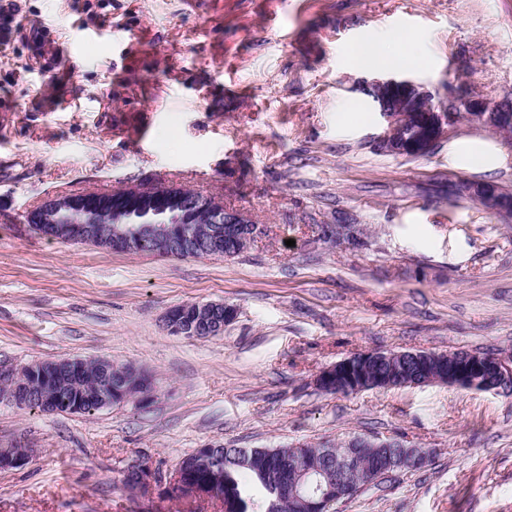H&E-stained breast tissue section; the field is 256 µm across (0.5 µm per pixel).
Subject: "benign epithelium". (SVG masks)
<instances>
[{
    "label": "benign epithelium",
    "mask_w": 512,
    "mask_h": 512,
    "mask_svg": "<svg viewBox=\"0 0 512 512\" xmlns=\"http://www.w3.org/2000/svg\"><path fill=\"white\" fill-rule=\"evenodd\" d=\"M368 91L379 103L384 121L379 147L391 155L414 157L429 153L448 137L456 124L452 107L433 102L430 91L405 78H377L365 83ZM456 104L466 113L469 122L493 130L499 136L512 139V118L506 115L501 102L487 98L459 96ZM422 112L421 128L413 134L403 130L405 113ZM461 191L471 200L496 212L505 220L512 219V198L493 183L465 182ZM142 189L129 188L113 194L88 192L52 196L26 213L30 226L55 224L68 242H84L96 238L116 252H131L139 233L155 236V255L170 257L182 251L193 240L191 225L219 224L224 227V239L238 242L252 237L247 224L248 216L224 206L213 195L190 192L173 187L171 193H158L150 205L140 198ZM233 315V309L222 302L179 304L165 315L167 330L178 336L195 338L207 334L217 336L224 332V323ZM382 351H364L346 357L325 368L317 378L320 389L338 393H358L364 390H384L396 384L421 386L430 383L448 384L464 389L486 392L512 390V358L495 354L461 352L456 356L428 351H411L405 360L411 367L405 371L381 373L374 380L366 378L363 368L381 361ZM19 369H12L8 377L0 379V399L7 398L19 407L30 400L27 386L20 381ZM346 448L356 455L365 448H379L368 459V473L387 476L405 469L422 467L428 453L421 448H408L397 441L357 436L348 441ZM30 451L16 453L0 448V469H12L24 464ZM127 473L139 480L138 490L152 489L156 477L142 463L134 461ZM302 475L313 476L315 489L300 496L296 488L286 485L277 489L279 494L302 497L306 512H329L330 507L343 498L356 493L358 486L347 477L344 461L336 466L313 473L307 469Z\"/></svg>",
    "instance_id": "obj_1"
}]
</instances>
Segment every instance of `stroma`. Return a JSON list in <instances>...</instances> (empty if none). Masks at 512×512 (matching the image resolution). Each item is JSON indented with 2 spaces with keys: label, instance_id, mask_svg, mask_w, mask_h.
I'll return each mask as SVG.
<instances>
[{
  "label": "stroma",
  "instance_id": "1",
  "mask_svg": "<svg viewBox=\"0 0 512 512\" xmlns=\"http://www.w3.org/2000/svg\"><path fill=\"white\" fill-rule=\"evenodd\" d=\"M0 39V367L130 363L162 394L92 415L0 401V512H224L124 482L128 460L169 476L195 449L339 445L429 452L335 512H512V391L433 383L334 395L319 373L369 351L512 354V223L455 195L512 191V144L462 120L419 157L377 143L353 66L368 33L409 32L400 78L437 101L512 98V0H13ZM483 145L492 167L462 159ZM180 185L263 232L232 258L119 253L36 234L57 194ZM353 240L326 235L338 220ZM221 302L223 334H171L175 305Z\"/></svg>",
  "mask_w": 512,
  "mask_h": 512
}]
</instances>
